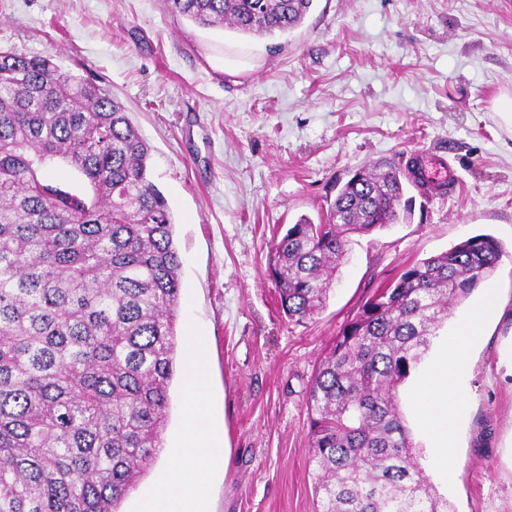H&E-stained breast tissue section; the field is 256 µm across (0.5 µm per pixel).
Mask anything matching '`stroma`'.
Listing matches in <instances>:
<instances>
[{
  "instance_id": "obj_1",
  "label": "stroma",
  "mask_w": 512,
  "mask_h": 512,
  "mask_svg": "<svg viewBox=\"0 0 512 512\" xmlns=\"http://www.w3.org/2000/svg\"><path fill=\"white\" fill-rule=\"evenodd\" d=\"M0 48L55 54L119 98L173 215L182 288L169 421L121 512L159 489L196 357L229 455L209 512H315L306 387L326 347L403 265L481 233L504 255L451 318L487 288L507 316L471 354L460 472L445 496L454 512H512V132L493 110L512 91V0H314L274 36L205 28L165 0H0ZM417 155L446 170V192L409 190L406 220L354 236L325 308L289 323L265 274L275 231L318 218L355 168Z\"/></svg>"
}]
</instances>
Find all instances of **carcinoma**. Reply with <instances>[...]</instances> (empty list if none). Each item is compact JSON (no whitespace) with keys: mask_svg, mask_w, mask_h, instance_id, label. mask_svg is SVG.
<instances>
[{"mask_svg":"<svg viewBox=\"0 0 512 512\" xmlns=\"http://www.w3.org/2000/svg\"><path fill=\"white\" fill-rule=\"evenodd\" d=\"M314 0H166L202 27H298ZM150 146L126 107L54 56L0 49V512H119L163 444L181 257ZM62 166L78 182L51 178ZM422 160L361 166L276 232L266 273L300 325L326 306L350 235L400 220ZM487 234L405 264L326 350L307 393L316 512H453L419 461L398 388L497 268Z\"/></svg>","mask_w":512,"mask_h":512,"instance_id":"1","label":"carcinoma"}]
</instances>
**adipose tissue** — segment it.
<instances>
[{
  "label": "adipose tissue",
  "instance_id": "obj_1",
  "mask_svg": "<svg viewBox=\"0 0 512 512\" xmlns=\"http://www.w3.org/2000/svg\"><path fill=\"white\" fill-rule=\"evenodd\" d=\"M503 314V307L491 300L479 316L461 321L455 334L443 332L434 337L432 351L407 381L413 435L423 443L442 484L453 483L459 474L453 428L467 400L471 348L482 336L484 323L501 319ZM186 393V423L171 453L169 471L160 492L139 512H207L203 491L224 457L211 441L213 424L204 407L206 381L199 363L189 366Z\"/></svg>",
  "mask_w": 512,
  "mask_h": 512
}]
</instances>
